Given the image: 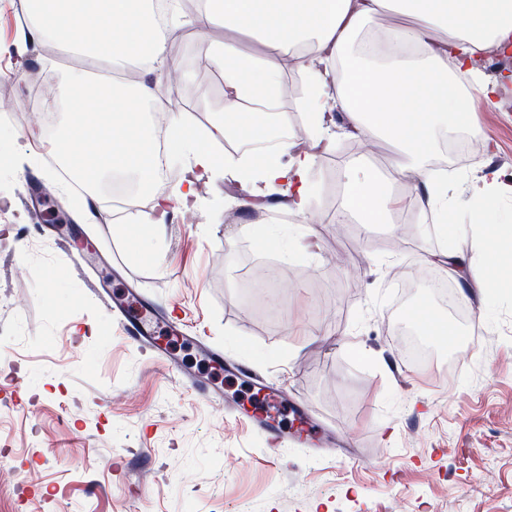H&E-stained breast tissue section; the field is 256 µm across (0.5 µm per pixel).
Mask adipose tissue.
<instances>
[{
  "mask_svg": "<svg viewBox=\"0 0 512 512\" xmlns=\"http://www.w3.org/2000/svg\"><path fill=\"white\" fill-rule=\"evenodd\" d=\"M29 6L33 39L117 71L139 73L127 88L109 90L94 83L85 68L68 69L66 117L51 136L59 158L91 195L111 175L148 191L158 153L183 163L185 175L173 195L154 197L136 223L158 230L175 201L185 212L194 211L200 184L218 167L230 180L249 174L264 186L284 187L291 212L309 219L311 174L319 150L330 144L328 123L336 110L344 113L349 135L396 146V172L416 203L431 208L440 224H467L487 242L488 268L512 255V224L481 214L467 222L462 205L448 194L446 179L422 162L438 129L453 131L472 122L474 108L462 106L449 71L470 75L474 92L492 107L500 86L512 82V73L486 81L479 67L483 52L512 53V0H205L190 17L183 0H169L162 24L155 19L153 0H29ZM388 12L401 18L389 28L390 40L416 48V57L401 49L382 63L362 61L353 51L357 37L368 22ZM188 25L201 35L237 31L262 45L261 53L252 55L229 39L209 41L226 93L223 114L204 136L176 115L163 134L146 118L155 99L147 77L166 67L170 44ZM289 58L305 85L303 112L311 141L310 149L299 153L276 116L283 63ZM244 98L260 100L262 109L238 111ZM241 135L251 137L255 148L235 157L215 156L212 139ZM344 177L340 210L358 214L366 224L384 223L391 197L378 175L358 163Z\"/></svg>",
  "mask_w": 512,
  "mask_h": 512,
  "instance_id": "ef3b65f1",
  "label": "adipose tissue"
}]
</instances>
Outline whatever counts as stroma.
<instances>
[{
    "label": "stroma",
    "instance_id": "35a3bbf8",
    "mask_svg": "<svg viewBox=\"0 0 512 512\" xmlns=\"http://www.w3.org/2000/svg\"><path fill=\"white\" fill-rule=\"evenodd\" d=\"M26 0H0V86L18 111L35 76L62 85L75 57L30 41ZM186 33L170 69L205 134L224 109V73ZM485 146L477 165L451 169L449 190L476 209L475 183L512 186V88L476 113ZM42 127L18 119L0 181V512H512V261L501 287L482 288V245L467 230L441 232L418 205L365 227L338 218L343 176L356 158L343 113L312 175V224L320 247L285 258L259 247L244 225L269 215L294 224L287 203L259 211L228 195L215 171L193 219L169 210L144 256L122 231L130 213L169 195L183 166L168 163L152 195L95 206L62 188ZM453 250L473 264L446 313L467 337L461 362L410 367L391 334L392 273ZM172 311L182 338L160 341L224 393L241 381L214 369L199 344L268 376L306 402L334 433L350 431L358 453L291 447L271 454L215 402L196 398L149 350L125 342L113 300L126 285ZM185 335V336H186Z\"/></svg>",
    "mask_w": 512,
    "mask_h": 512
}]
</instances>
